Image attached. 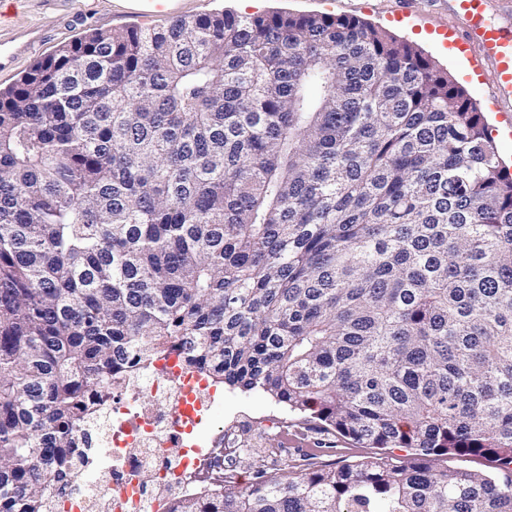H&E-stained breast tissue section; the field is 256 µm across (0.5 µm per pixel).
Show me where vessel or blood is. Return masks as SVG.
<instances>
[{"label": "vessel or blood", "instance_id": "vessel-or-blood-1", "mask_svg": "<svg viewBox=\"0 0 512 512\" xmlns=\"http://www.w3.org/2000/svg\"><path fill=\"white\" fill-rule=\"evenodd\" d=\"M181 0H112L115 17L152 21L173 17L181 12ZM462 20L463 30L457 39L460 48L476 52L480 64L492 74V97L504 110L512 109V35L488 20L489 0H448Z\"/></svg>", "mask_w": 512, "mask_h": 512}]
</instances>
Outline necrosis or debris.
I'll return each instance as SVG.
<instances>
[{"label": "necrosis or debris", "mask_w": 512, "mask_h": 512, "mask_svg": "<svg viewBox=\"0 0 512 512\" xmlns=\"http://www.w3.org/2000/svg\"><path fill=\"white\" fill-rule=\"evenodd\" d=\"M124 392L86 425L90 447L112 462L111 479L91 495L78 484L57 487L55 512H166L170 492L204 491L214 457L231 453V432L197 440L215 394L207 378L186 371L177 348H165ZM145 473L152 486L142 484Z\"/></svg>", "instance_id": "4bbe7bcc"}]
</instances>
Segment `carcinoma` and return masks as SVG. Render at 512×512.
I'll use <instances>...</instances> for the list:
<instances>
[{
  "mask_svg": "<svg viewBox=\"0 0 512 512\" xmlns=\"http://www.w3.org/2000/svg\"><path fill=\"white\" fill-rule=\"evenodd\" d=\"M168 345L383 450L169 512H512V173L469 92L366 21L230 10L1 91L0 512H51L85 392Z\"/></svg>",
  "mask_w": 512,
  "mask_h": 512,
  "instance_id": "obj_1",
  "label": "carcinoma"
}]
</instances>
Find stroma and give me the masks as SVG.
Returning <instances> with one entry per match:
<instances>
[{
    "label": "stroma",
    "mask_w": 512,
    "mask_h": 512,
    "mask_svg": "<svg viewBox=\"0 0 512 512\" xmlns=\"http://www.w3.org/2000/svg\"><path fill=\"white\" fill-rule=\"evenodd\" d=\"M276 10L352 16L412 43L469 91L487 120L502 162L512 169V126L500 118L489 98L488 75L473 70L468 55L453 44L451 35L459 20L443 0H258L250 12ZM119 26L107 0H9L0 8V44L14 46L36 34L42 45L35 53L15 55L0 66V90L13 85L38 60L80 37ZM218 390L220 397L208 420L234 427L238 450L224 466L239 486L253 483L261 470L353 464L371 454L351 439L315 429L306 413L288 410L263 392H243L223 384Z\"/></svg>",
    "instance_id": "stroma-1"
}]
</instances>
